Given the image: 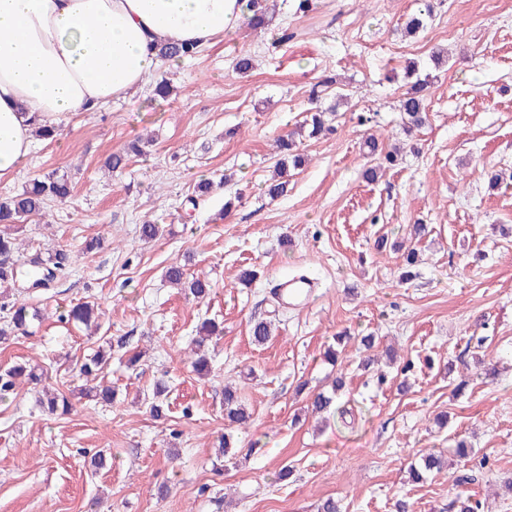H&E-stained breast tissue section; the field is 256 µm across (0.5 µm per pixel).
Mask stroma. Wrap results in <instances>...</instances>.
Here are the masks:
<instances>
[{"label":"stroma","mask_w":512,"mask_h":512,"mask_svg":"<svg viewBox=\"0 0 512 512\" xmlns=\"http://www.w3.org/2000/svg\"><path fill=\"white\" fill-rule=\"evenodd\" d=\"M275 2L266 29L245 24L194 60L163 62L168 99L148 85L71 114L0 177V197L51 173L73 185L67 202L15 227L26 256L64 248L73 262L48 288L21 293L40 317L0 342V370L26 363L42 375L0 400V512H317L329 497L345 512H395L400 499L414 512H450L457 472L475 466L482 479L469 491L484 512H512L501 486L512 478V0H436L412 38L397 26L417 0H316L304 14L294 0ZM245 53L255 68L242 76L233 65ZM413 62L433 83L428 120L409 137L395 104ZM328 106L332 133L310 137L304 119ZM291 133L305 163L273 199L275 141ZM370 134L380 150L401 149L373 182L363 176L375 163ZM138 137L152 140L145 155L105 171ZM488 168L503 173L498 191ZM203 179L213 187L199 198ZM148 221L161 225L157 239L142 238ZM418 221L429 232L404 283L394 246ZM91 237L102 245L88 254ZM174 262L209 281L206 299L165 281ZM244 268L257 273L247 286ZM298 274L321 288L307 307H284L273 286ZM83 302L101 308L98 329L68 319ZM207 319L224 333L208 343L201 376L191 341ZM258 319L274 330L264 345L250 336ZM369 333L395 360L361 367ZM101 348L111 353L101 379L116 391L104 407L80 395V365ZM338 377L346 414H312L311 392ZM160 380L168 407L157 419L143 398ZM228 384L246 425L224 421ZM47 388L68 396L69 414L42 411ZM461 438L470 457L410 481L411 463ZM223 439L231 450L220 459Z\"/></svg>","instance_id":"35a3bbf8"}]
</instances>
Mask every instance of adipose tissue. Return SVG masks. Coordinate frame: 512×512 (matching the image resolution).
Returning <instances> with one entry per match:
<instances>
[{"mask_svg": "<svg viewBox=\"0 0 512 512\" xmlns=\"http://www.w3.org/2000/svg\"><path fill=\"white\" fill-rule=\"evenodd\" d=\"M243 0H0V176L59 126L155 77L160 43L236 31Z\"/></svg>", "mask_w": 512, "mask_h": 512, "instance_id": "ef3b65f1", "label": "adipose tissue"}]
</instances>
